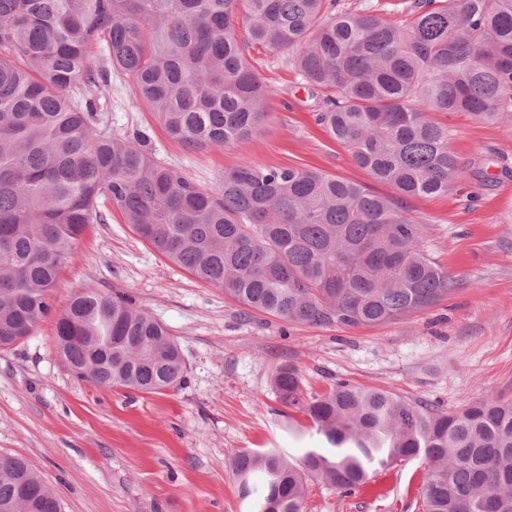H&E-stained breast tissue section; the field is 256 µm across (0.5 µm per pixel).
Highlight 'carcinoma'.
Returning a JSON list of instances; mask_svg holds the SVG:
<instances>
[{
	"label": "carcinoma",
	"instance_id": "1",
	"mask_svg": "<svg viewBox=\"0 0 512 512\" xmlns=\"http://www.w3.org/2000/svg\"><path fill=\"white\" fill-rule=\"evenodd\" d=\"M336 0H0V348L50 314L74 244L111 203L157 252L250 311L287 324L393 323L458 286L430 255L426 225L399 204L448 192L465 168L430 112H468L512 132V0H417L396 25L377 5ZM294 52L322 96L316 120L396 196L316 169L246 164L209 190L113 136L97 100L116 71L170 138L221 148L267 123L272 87L238 41ZM100 43L106 65L90 63ZM64 364L95 385L162 393L184 382L181 348L121 297L75 295L56 321ZM281 404L312 421L325 447L298 463L275 450L231 462L251 512H304L307 482L346 495L369 467L420 457L423 512H512V402L445 412L395 392L333 383L304 397L279 366ZM27 512H61L29 462L0 453V512L19 485Z\"/></svg>",
	"mask_w": 512,
	"mask_h": 512
}]
</instances>
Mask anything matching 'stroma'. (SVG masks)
Instances as JSON below:
<instances>
[{
    "instance_id": "obj_1",
    "label": "stroma",
    "mask_w": 512,
    "mask_h": 512,
    "mask_svg": "<svg viewBox=\"0 0 512 512\" xmlns=\"http://www.w3.org/2000/svg\"><path fill=\"white\" fill-rule=\"evenodd\" d=\"M274 87L267 126L245 142L189 149L137 104L123 75L98 101L109 133L147 136L146 146L200 187L243 164L302 166L394 189L356 166L315 120L317 94L301 82L288 51L249 45ZM467 167L448 194L405 200L425 224L429 251L458 281L435 307L380 326L288 325L244 314L223 289L155 251L119 210L91 225L51 293L50 314L20 343L0 349V452L28 460L59 497L62 512H248L230 463L241 450H283L297 461L320 441L272 386L276 367L300 371L306 394L346 379L454 410L483 399L512 400V133L465 112H436ZM121 294L179 341L185 380L148 394L92 385L63 364L55 322L71 298ZM428 465L420 458L374 468L354 493L310 480L304 512H422Z\"/></svg>"
}]
</instances>
